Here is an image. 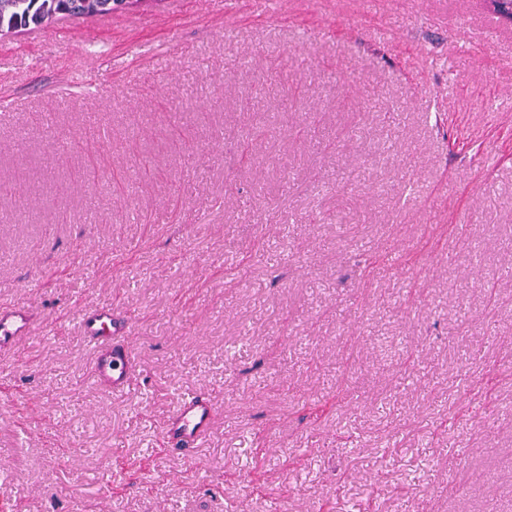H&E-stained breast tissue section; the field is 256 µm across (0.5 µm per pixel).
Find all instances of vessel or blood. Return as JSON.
<instances>
[{
	"label": "vessel or blood",
	"instance_id": "obj_1",
	"mask_svg": "<svg viewBox=\"0 0 512 512\" xmlns=\"http://www.w3.org/2000/svg\"><path fill=\"white\" fill-rule=\"evenodd\" d=\"M73 319L93 354L95 382L114 394L129 392L137 373L133 326L108 308L82 309ZM33 311L22 304L0 305V349L17 347L32 330ZM216 403L203 395L188 396L166 417L165 442L190 453L208 433Z\"/></svg>",
	"mask_w": 512,
	"mask_h": 512
}]
</instances>
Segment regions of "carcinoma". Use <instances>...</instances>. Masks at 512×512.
<instances>
[{
	"instance_id": "obj_1",
	"label": "carcinoma",
	"mask_w": 512,
	"mask_h": 512,
	"mask_svg": "<svg viewBox=\"0 0 512 512\" xmlns=\"http://www.w3.org/2000/svg\"><path fill=\"white\" fill-rule=\"evenodd\" d=\"M144 0H0V36L47 29L66 18L92 19L132 9Z\"/></svg>"
}]
</instances>
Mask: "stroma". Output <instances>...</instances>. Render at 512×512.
I'll list each match as a JSON object with an SVG mask.
<instances>
[{
  "mask_svg": "<svg viewBox=\"0 0 512 512\" xmlns=\"http://www.w3.org/2000/svg\"><path fill=\"white\" fill-rule=\"evenodd\" d=\"M1 45L0 302L35 315L0 351V512H512L484 0H152ZM95 307L133 323L128 394L67 320ZM189 394L217 415L185 457ZM216 402L203 395L188 396L166 417L163 425L169 449L189 454L208 433Z\"/></svg>",
  "mask_w": 512,
  "mask_h": 512,
  "instance_id": "35a3bbf8",
  "label": "stroma"
}]
</instances>
